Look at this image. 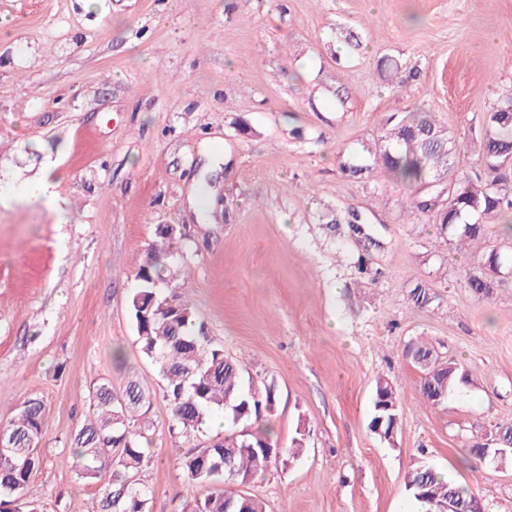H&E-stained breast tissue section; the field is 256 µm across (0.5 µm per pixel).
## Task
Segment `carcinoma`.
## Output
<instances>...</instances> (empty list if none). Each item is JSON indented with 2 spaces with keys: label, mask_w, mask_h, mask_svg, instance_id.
I'll use <instances>...</instances> for the list:
<instances>
[{
  "label": "carcinoma",
  "mask_w": 512,
  "mask_h": 512,
  "mask_svg": "<svg viewBox=\"0 0 512 512\" xmlns=\"http://www.w3.org/2000/svg\"><path fill=\"white\" fill-rule=\"evenodd\" d=\"M500 103L487 113L475 137L479 169L464 174L449 189L444 182L453 170L462 144L431 112L393 113L385 121V133L373 142H361L353 150L356 162L340 160L352 178L383 169L417 188L407 206L435 217L442 233L473 250L486 234L485 225L502 224L512 235V112ZM448 202L438 206L440 197ZM160 250L147 254L136 275L130 297V315L141 354L155 367L164 383V398L171 409V431L185 436L201 431L213 414L224 415V425L237 430L230 438L209 439L194 451L181 455L180 465L189 486L214 490L194 498L191 512H240L242 496L215 486L226 481L249 483L281 455L274 437L261 430L266 414L274 411L277 392L273 382L259 384L243 377L238 361L224 355L203 334L194 308L181 298L175 284L185 275L176 246L174 226L157 228ZM498 281L484 273L469 277L477 294L496 287ZM414 364L424 374L423 395L436 404L467 376L453 362H442L426 344L408 348ZM153 396L136 379L118 393L112 383L100 381L91 391L92 418L70 434L76 475L99 484L91 512H148L150 491L137 475L149 456L143 444ZM400 420L398 392L393 383L378 379L370 429L381 426L385 435ZM44 426V405L37 398L23 401L6 426L0 448V512H36L31 491L32 476L41 466L39 452ZM305 448L304 434L291 440L284 451L298 456ZM413 493L423 490L427 500L415 497L422 512H433L448 497L470 502L472 493L422 461L407 477Z\"/></svg>",
  "instance_id": "obj_1"
}]
</instances>
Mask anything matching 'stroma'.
Listing matches in <instances>:
<instances>
[{
	"instance_id": "stroma-1",
	"label": "stroma",
	"mask_w": 512,
	"mask_h": 512,
	"mask_svg": "<svg viewBox=\"0 0 512 512\" xmlns=\"http://www.w3.org/2000/svg\"><path fill=\"white\" fill-rule=\"evenodd\" d=\"M390 56L405 92L380 70ZM512 94V0H0V183L55 175V206L0 203V426L45 406L40 512H90L97 487L71 465L93 383L138 379L154 394L149 512L194 492L180 453L215 430L170 433L163 383L135 341L129 300L157 225L181 237L179 291L211 343L250 378L274 381L268 422L306 447L249 484L266 512H421L419 460L512 512V466L480 459L512 426V264L475 294L477 262L383 170L353 180L338 156L390 114L435 113L466 148ZM224 153L206 175L202 147ZM367 213L362 253L337 213ZM366 255L377 279L361 277ZM425 286L420 307L410 291ZM421 339L468 383L439 403L407 354ZM398 387L391 440L369 427L378 376Z\"/></svg>"
}]
</instances>
